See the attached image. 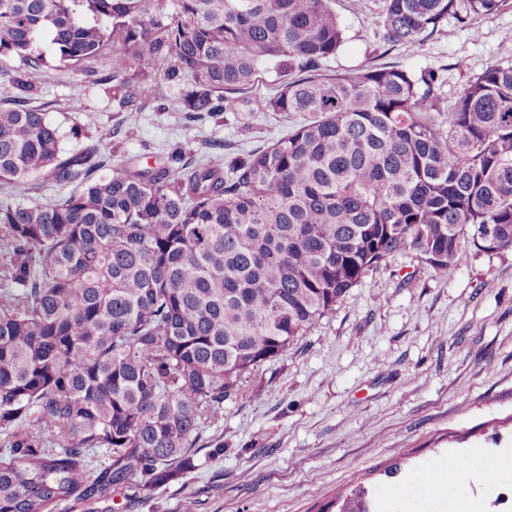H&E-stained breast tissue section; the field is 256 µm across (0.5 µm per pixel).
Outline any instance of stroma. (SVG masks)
I'll list each match as a JSON object with an SVG mask.
<instances>
[{"instance_id":"1","label":"stroma","mask_w":512,"mask_h":512,"mask_svg":"<svg viewBox=\"0 0 512 512\" xmlns=\"http://www.w3.org/2000/svg\"><path fill=\"white\" fill-rule=\"evenodd\" d=\"M345 43L323 73L373 65L431 72L455 101L468 76L512 64V4L490 15L465 7L416 46L381 38L384 0H334ZM111 56L60 68L34 81L30 103L44 106L64 151L113 131V164L128 156L221 161L263 148L304 123L306 114L227 112L190 120L175 111L180 85L155 73L141 112L129 116L101 76ZM81 99L73 111L71 99ZM461 457L497 459L512 470V249L483 253L464 244L453 276L409 254L368 272L335 311L287 356L265 363L201 431L197 467L148 498L126 488L114 512H323L362 487L374 512H512V478L471 472L464 497L430 493L422 467Z\"/></svg>"}]
</instances>
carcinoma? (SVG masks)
<instances>
[{"instance_id":"carcinoma-1","label":"carcinoma","mask_w":512,"mask_h":512,"mask_svg":"<svg viewBox=\"0 0 512 512\" xmlns=\"http://www.w3.org/2000/svg\"><path fill=\"white\" fill-rule=\"evenodd\" d=\"M332 2L176 0L165 23L161 0H0V59L44 82L111 52L104 80L138 112L164 64L193 119L242 111L271 65L281 89L259 109L311 114L224 164L172 154L100 177L112 133L66 153L28 80L4 81L0 188L41 175L75 190L0 198V512H112L132 475L152 496L196 468L202 425L243 380L368 271L408 253L449 277L463 241L512 249V66L468 77L451 105L432 73L323 76L344 44ZM457 2L386 0L384 41L420 43ZM464 2L488 15L506 0Z\"/></svg>"}]
</instances>
